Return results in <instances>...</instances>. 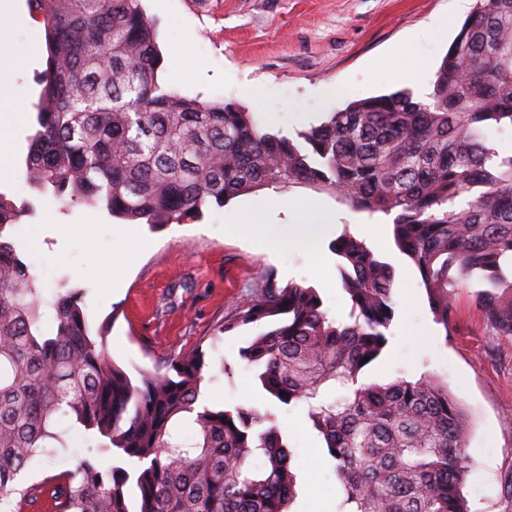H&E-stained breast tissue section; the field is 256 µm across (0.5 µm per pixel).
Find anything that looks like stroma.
<instances>
[{
  "instance_id": "35a3bbf8",
  "label": "stroma",
  "mask_w": 512,
  "mask_h": 512,
  "mask_svg": "<svg viewBox=\"0 0 512 512\" xmlns=\"http://www.w3.org/2000/svg\"><path fill=\"white\" fill-rule=\"evenodd\" d=\"M157 26L162 54L158 82L202 101L231 100L268 116V126L287 136L320 124L348 103L400 88L429 86L474 4L467 0H142ZM32 125L14 150V177L0 192L14 203L33 200L24 159ZM268 189L240 195L201 219L154 230L139 224L150 241L118 276L119 292L100 291L97 280L122 252L129 222L105 207L35 202L9 234L34 270L45 300L66 290L83 294L93 326H107V350L131 378L193 348L206 353L203 398L213 407L248 404L270 411L294 452L300 486L294 512H336L338 487L330 460L300 405H282L257 387L241 348L266 331L263 323L224 332L230 309L256 298L268 279L317 289L323 307L347 319L337 257L330 243L343 232L359 235L373 223L383 231L373 251L396 270L395 315L382 357L367 381L386 383L431 374L447 382L469 422L468 475L464 494L470 512H512V336L495 335L476 302L475 288L454 292L449 326L429 310L420 277L396 249L390 217L353 212L327 191L294 186L292 200L313 199L335 214L311 251L262 241L249 230L257 203ZM93 436L71 432L68 445L35 457L12 496V512H51L57 474L76 470Z\"/></svg>"
}]
</instances>
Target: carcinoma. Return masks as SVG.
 I'll list each match as a JSON object with an SVG mask.
<instances>
[{
    "instance_id": "obj_1",
    "label": "carcinoma",
    "mask_w": 512,
    "mask_h": 512,
    "mask_svg": "<svg viewBox=\"0 0 512 512\" xmlns=\"http://www.w3.org/2000/svg\"><path fill=\"white\" fill-rule=\"evenodd\" d=\"M30 2L48 51L25 158L36 197L103 202L116 218L161 228L260 188L328 190L392 217L394 244L443 328L452 292L471 282L493 331L512 335V152L486 136L512 129V0H476L426 99L402 89L352 101L295 139L234 101L163 88L141 0ZM33 210L0 193V499L26 498L18 478L30 461L78 430L98 443L58 475L55 512H290L298 476L275 417L207 405L203 350L135 383L104 334H91L77 289L49 303L53 329H42L37 275L4 235ZM332 250L349 321L291 283L234 307L224 331L270 325L240 357L271 398L305 405L333 464L336 512H470L468 422L448 384L362 379L388 343L394 267L347 233ZM105 452L115 464L104 470Z\"/></svg>"
}]
</instances>
